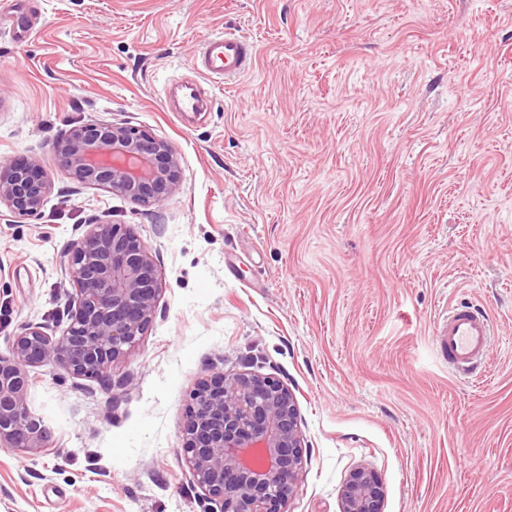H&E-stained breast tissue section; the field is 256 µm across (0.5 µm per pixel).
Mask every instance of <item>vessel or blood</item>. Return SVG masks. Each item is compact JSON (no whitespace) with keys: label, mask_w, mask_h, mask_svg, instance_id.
<instances>
[{"label":"vessel or blood","mask_w":512,"mask_h":512,"mask_svg":"<svg viewBox=\"0 0 512 512\" xmlns=\"http://www.w3.org/2000/svg\"><path fill=\"white\" fill-rule=\"evenodd\" d=\"M250 59V45L241 36L227 33L209 39L193 59V68L210 80L233 81L243 74ZM490 336L487 318L475 306L453 305L438 331L440 348L451 368L469 375L483 358Z\"/></svg>","instance_id":"b4317fda"}]
</instances>
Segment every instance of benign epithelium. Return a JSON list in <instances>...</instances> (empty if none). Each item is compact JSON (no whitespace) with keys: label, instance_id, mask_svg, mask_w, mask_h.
<instances>
[{"label":"benign epithelium","instance_id":"1","mask_svg":"<svg viewBox=\"0 0 512 512\" xmlns=\"http://www.w3.org/2000/svg\"><path fill=\"white\" fill-rule=\"evenodd\" d=\"M55 153L70 178L159 205L181 185L174 145L126 122L71 127ZM34 162H0V203L14 217L36 216L50 192ZM68 273L76 290L70 323L58 337L40 323L13 338L0 356V447L39 453L49 432L27 405L32 369L55 363L74 375L104 378L148 329L160 292L152 256L124 224H95L75 240ZM298 401L280 381L243 372L198 382L185 410L184 449L218 512H287L305 461ZM378 475L352 470L340 512H383Z\"/></svg>","mask_w":512,"mask_h":512}]
</instances>
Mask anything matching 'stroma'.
<instances>
[{
	"label": "stroma",
	"instance_id": "stroma-1",
	"mask_svg": "<svg viewBox=\"0 0 512 512\" xmlns=\"http://www.w3.org/2000/svg\"><path fill=\"white\" fill-rule=\"evenodd\" d=\"M0 161H38L36 217L0 205V355L28 323L61 334L74 240L125 224L152 254L155 317L116 385L49 364L29 406L46 450L0 447V512H210L182 448L203 378L293 390L307 462L288 512H339L350 471L383 512H512V0H7ZM227 32L250 71L167 90ZM170 141L182 185L139 205L67 177L73 125ZM494 324L456 378L436 332L450 301Z\"/></svg>",
	"mask_w": 512,
	"mask_h": 512
}]
</instances>
